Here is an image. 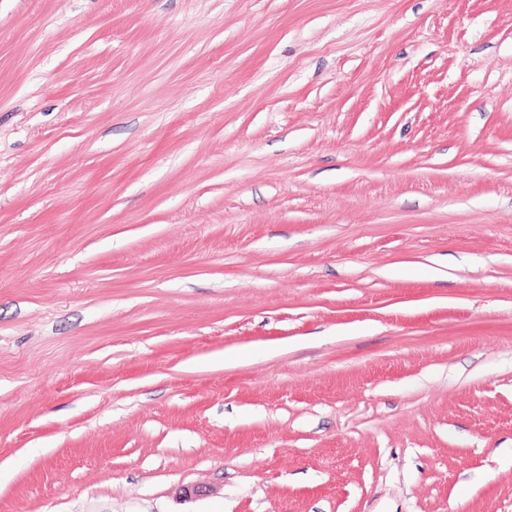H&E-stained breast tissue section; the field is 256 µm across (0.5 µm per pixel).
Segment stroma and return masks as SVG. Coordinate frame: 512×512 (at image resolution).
I'll return each instance as SVG.
<instances>
[{"label": "stroma", "mask_w": 512, "mask_h": 512, "mask_svg": "<svg viewBox=\"0 0 512 512\" xmlns=\"http://www.w3.org/2000/svg\"><path fill=\"white\" fill-rule=\"evenodd\" d=\"M0 512H512V0H0Z\"/></svg>", "instance_id": "35a3bbf8"}]
</instances>
